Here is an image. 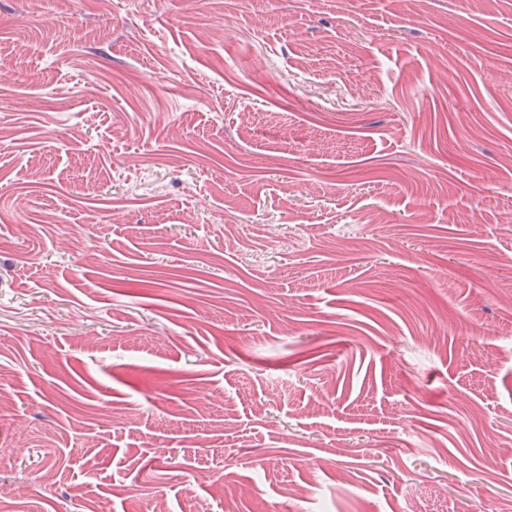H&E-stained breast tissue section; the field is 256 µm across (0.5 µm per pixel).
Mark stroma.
<instances>
[{
  "mask_svg": "<svg viewBox=\"0 0 512 512\" xmlns=\"http://www.w3.org/2000/svg\"><path fill=\"white\" fill-rule=\"evenodd\" d=\"M2 494L512 512V0H0Z\"/></svg>",
  "mask_w": 512,
  "mask_h": 512,
  "instance_id": "1",
  "label": "stroma"
}]
</instances>
